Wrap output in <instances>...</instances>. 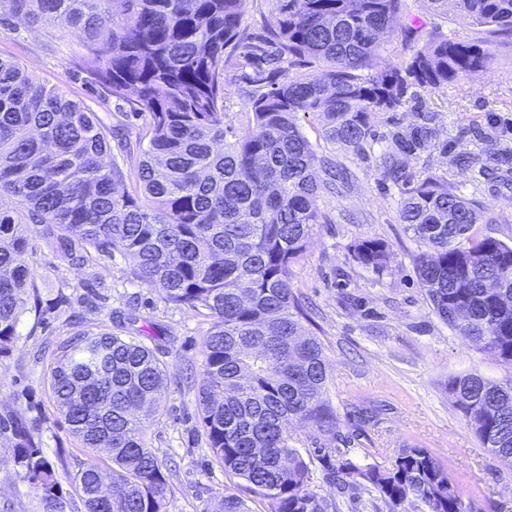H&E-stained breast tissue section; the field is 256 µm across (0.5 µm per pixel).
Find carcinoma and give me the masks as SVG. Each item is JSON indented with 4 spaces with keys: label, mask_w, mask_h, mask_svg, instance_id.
<instances>
[{
    "label": "carcinoma",
    "mask_w": 512,
    "mask_h": 512,
    "mask_svg": "<svg viewBox=\"0 0 512 512\" xmlns=\"http://www.w3.org/2000/svg\"><path fill=\"white\" fill-rule=\"evenodd\" d=\"M0 0V26L13 20L77 36V66L101 89L145 117L136 141L135 185L112 152V126L81 101L0 58V354L35 298L25 225L43 224L50 243L72 260L118 253L134 277L166 301L212 318L203 344L202 426L224 471L268 500L270 512H333L309 489L311 472L290 445L288 424L336 429L326 398L323 349L305 326L291 269L320 223L317 154L297 123L313 116L324 140L374 165L399 194L398 214L424 247L415 261L434 313L459 335L512 362V245L478 237L489 223L435 173L410 160L448 152L439 113L424 95L488 66L481 40L430 33L402 64L380 54L398 30L405 0H269L267 42L285 62L321 68L266 75L270 54L241 27L245 0ZM437 15L492 36L512 32V0H426ZM253 74L247 112L253 126H224L225 70ZM412 113L406 124L397 116ZM486 175L512 171V149L471 157ZM354 258L382 273L387 244L366 237ZM165 365L138 336L79 333L53 362L58 412L85 448L109 455L112 487L98 496L102 471L90 463L76 481L85 512H166L170 476L145 439ZM453 405L483 447L512 461V383L477 374L445 383ZM20 477L44 512H67L56 470L18 415L0 416ZM323 479L376 493L387 512H460L463 493L426 448H406L388 468L350 460ZM214 512H251L226 492Z\"/></svg>",
    "instance_id": "cac0c4a2"
}]
</instances>
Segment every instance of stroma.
<instances>
[{"label": "stroma", "instance_id": "35a3bbf8", "mask_svg": "<svg viewBox=\"0 0 512 512\" xmlns=\"http://www.w3.org/2000/svg\"><path fill=\"white\" fill-rule=\"evenodd\" d=\"M487 70L426 95L439 112L440 138L447 153L422 161L446 177L463 197L489 208L492 222L476 225L481 236L512 244V180L484 179L460 167L470 150L460 132L471 125L493 127L499 143L512 146V37L488 40ZM80 39L52 28H0V57L28 65L47 85L82 101L104 122L122 124L131 138L143 119L120 113L111 96L91 91L76 73ZM302 132L317 153L348 168V182L321 194V222L307 251L292 266V290L311 308V331L328 366L327 397L336 411L335 434L291 425L290 444L308 463L311 490L337 503L339 512H385L374 493L345 494L323 479L320 451L332 449V463L389 466L406 448L430 450L465 492L472 512H512V462L482 447L444 391L448 378L476 373L512 383V362L482 351L434 313L415 271L419 243L398 219V193L386 187L374 167L325 142L316 120L300 116ZM363 237L385 241L390 261L382 275L363 269L352 246ZM29 267L37 286L38 312L25 313L20 338L0 355V415L33 421L36 440L60 476L70 512H84L75 476L89 462L110 467L105 453L85 448L58 413L50 387L54 359L75 332L130 331V314L144 318L149 346L166 364L155 417L146 439L160 460L174 465L167 512H213L225 490L246 498L252 512L268 504L215 460L201 426L198 391L203 339L211 319L205 313L168 303L162 289L140 284L122 256H92L82 265L47 245L40 225L29 227ZM9 512H43L38 491L17 475L9 449L0 447V506Z\"/></svg>", "mask_w": 512, "mask_h": 512}]
</instances>
